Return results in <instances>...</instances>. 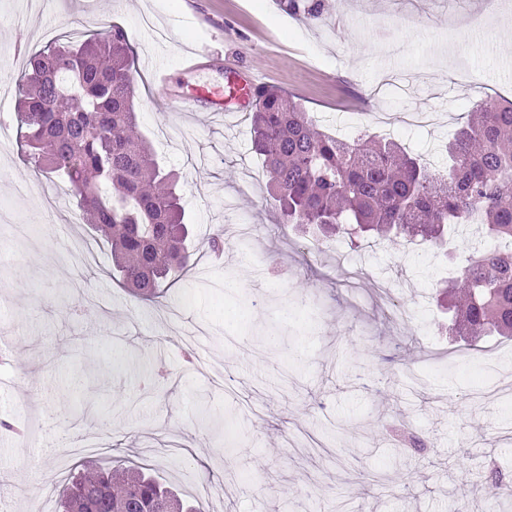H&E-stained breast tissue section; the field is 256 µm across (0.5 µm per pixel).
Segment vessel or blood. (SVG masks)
Segmentation results:
<instances>
[{"instance_id": "obj_1", "label": "vessel or blood", "mask_w": 512, "mask_h": 512, "mask_svg": "<svg viewBox=\"0 0 512 512\" xmlns=\"http://www.w3.org/2000/svg\"><path fill=\"white\" fill-rule=\"evenodd\" d=\"M258 81L254 74L238 72L236 80L217 91L208 86H197L187 93L168 95V104L175 112H205L228 122L240 118L254 101Z\"/></svg>"}]
</instances>
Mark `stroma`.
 Masks as SVG:
<instances>
[{"label":"stroma","instance_id":"1","mask_svg":"<svg viewBox=\"0 0 512 512\" xmlns=\"http://www.w3.org/2000/svg\"><path fill=\"white\" fill-rule=\"evenodd\" d=\"M323 22L277 0H0V494L7 512H55L86 456L146 465L201 512H512L490 499L512 481V339L466 348L442 333L440 293L479 241L448 246L339 236L313 246L282 223L248 119L232 127L169 109L156 82L223 88L229 69L300 98L338 136L380 133V113L424 112L397 126L408 152L444 169V146L487 96H512V8L481 33L453 21L487 0H330ZM121 24L138 48L143 124L182 184L195 265L165 298L140 300L113 276L109 245L72 198L46 212L53 184L21 156L15 120L29 53ZM208 67L188 76L184 56ZM465 67L470 77L450 81ZM224 236L214 257L212 234ZM277 276H259L270 262ZM408 308L406 320L388 316ZM192 308L185 326L169 311ZM103 364L100 381H71ZM420 437L413 450L393 428Z\"/></svg>","mask_w":512,"mask_h":512}]
</instances>
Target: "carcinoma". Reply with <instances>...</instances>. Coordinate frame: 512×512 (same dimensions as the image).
<instances>
[{
  "mask_svg": "<svg viewBox=\"0 0 512 512\" xmlns=\"http://www.w3.org/2000/svg\"><path fill=\"white\" fill-rule=\"evenodd\" d=\"M327 0H288L317 19ZM136 51L119 24L30 56L19 80L16 119L24 160L57 178L82 220L112 249L121 284L145 298L191 266L189 229L175 173L143 134ZM252 148L283 221L324 239L444 243L448 225L476 220L487 243L466 256L446 287L452 334L469 343L512 337V100L486 98L448 142V170L430 171L391 140L327 133L275 86L257 89L248 113ZM62 512H200L141 466L93 459L63 490Z\"/></svg>",
  "mask_w": 512,
  "mask_h": 512,
  "instance_id": "cac0c4a2",
  "label": "carcinoma"
}]
</instances>
